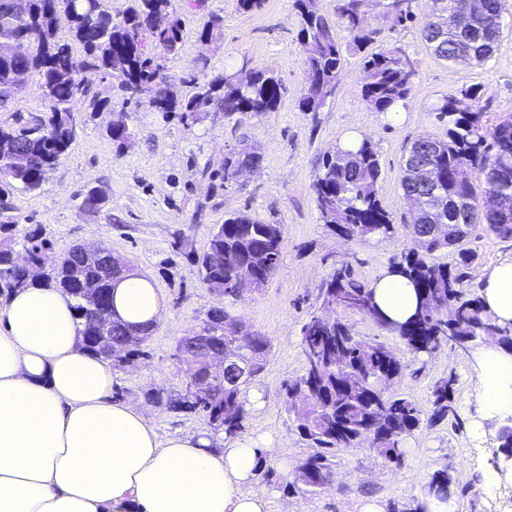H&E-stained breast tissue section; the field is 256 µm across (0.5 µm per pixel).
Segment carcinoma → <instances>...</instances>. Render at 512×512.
<instances>
[{
	"label": "carcinoma",
	"instance_id": "carcinoma-1",
	"mask_svg": "<svg viewBox=\"0 0 512 512\" xmlns=\"http://www.w3.org/2000/svg\"><path fill=\"white\" fill-rule=\"evenodd\" d=\"M413 0H336L337 23L319 12L316 0H295L301 18L299 45L305 74L300 108L318 112L333 96L342 79L346 54L361 50L373 40L367 29L368 14L379 9L385 19L399 23L416 19ZM64 6L72 13V31L84 54L72 55L58 40L56 14ZM503 0H431L430 12L420 21V36L432 54L445 61H464L480 67L490 58L500 37ZM349 34L344 41L339 31ZM183 21L172 0H137L122 14L112 13L111 0H0V112L12 113V121L0 124V142L8 143L27 158V166L16 169L11 153H0V194L20 189L40 191L48 176L74 140L67 118L77 97L89 101L96 112L108 99L91 91L81 80L85 70L106 77H121L119 85L128 101L147 100L156 112H180L182 118L199 119L218 105L225 114L272 112L281 97L282 83L274 73L257 70L239 84H225L220 76L190 75L196 93L186 100L174 98L164 60L176 55L183 41ZM33 39L29 55L13 54V43L21 36ZM37 77L44 111L38 123L14 107L20 88L14 83L18 67ZM365 78L361 96L374 112H393L407 100L415 71L400 49L372 53L364 59ZM479 91L471 88L458 98L445 97L434 109L438 121L448 126V139L420 137L404 161L400 187L413 210L415 224H452L458 205L472 211L474 223L453 231V239H421L411 231V245L388 270L406 276L417 294L414 314L400 323L402 330L387 325L388 318L375 301L373 289L336 269L326 283L324 301L343 304L349 299L362 303L386 333L402 339L412 351L433 352L452 336L475 341L498 336L512 346V334L498 326L480 299L464 288V269L474 251L466 247L476 227L497 237L498 224L512 225V202L485 209L488 193L507 188L512 181V118L489 128L483 124L478 106ZM260 156L251 150L224 159V183L235 181L239 168L257 165ZM381 166L377 151L368 140L356 150L336 147L326 156L312 183L319 219L338 235L371 238L392 232L391 219L377 193ZM26 259L48 267L44 281L74 300V314L81 326V345L104 355L121 368L150 357L152 327H133L111 315L112 281L125 273L105 265L84 263L80 249L73 247L59 256L48 255L46 240L36 232L24 237ZM452 248L457 255L448 265L436 261L435 253ZM282 232L276 224H263L244 211L234 212L216 226L207 249L186 253L207 288L223 302L206 311L195 330L181 337L176 352L188 365L190 377L201 385L204 398L197 402L189 392L177 395L163 391L146 393L147 402L172 414L204 415L211 431L234 438L245 430L248 410L244 391L249 382L237 380L228 367L211 374L207 363L233 347L235 337L224 333V315L233 311L236 289L259 292L279 266ZM13 240H0V290L8 293L27 284L28 275L15 261ZM96 284L108 290L103 297V329L87 314V296L81 285ZM267 337L251 332L248 350L254 354L255 371L262 370L269 353ZM304 358L302 373L284 386L295 398L291 406L296 429L315 452L296 465V481L312 491L333 476L332 457L337 451L355 448L372 436V445L384 459L401 464L403 440L421 423V411L409 399L392 395L383 410L359 382H372L377 375L399 377L403 365L386 345L355 336L340 320L322 326L310 317L301 329ZM454 379L433 386L432 418L442 420L453 411ZM448 472H436L429 492L448 496Z\"/></svg>",
	"mask_w": 512,
	"mask_h": 512
}]
</instances>
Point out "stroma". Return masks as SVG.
Here are the masks:
<instances>
[{
    "instance_id": "35a3bbf8",
    "label": "stroma",
    "mask_w": 512,
    "mask_h": 512,
    "mask_svg": "<svg viewBox=\"0 0 512 512\" xmlns=\"http://www.w3.org/2000/svg\"><path fill=\"white\" fill-rule=\"evenodd\" d=\"M174 5L185 26L179 53L166 63L177 98L193 94L185 78L194 70L202 68L212 75L246 64L280 78L283 91L276 110L228 116L215 107L203 122L195 123L176 112L153 111L144 101L125 102L110 81L88 73L93 90L110 97V106L93 112L85 102L75 101L81 130L49 182L37 192L15 191L9 200L15 241L37 229L59 255L96 238L154 278L167 315L152 333L149 359L117 369L115 390L120 400L146 409L161 436L208 431L204 417L177 416L146 405L144 394L184 389L176 344L217 302L195 268L176 251L175 239L203 252L212 228L228 213L244 211L283 229L281 260L268 285L244 295L235 306L236 313L271 345L265 368L253 383L264 403L251 409L245 428L246 434L263 437L270 446L264 472L256 477L257 489L267 495L269 512H357L367 498L378 499L385 508L393 503L412 506L423 499L439 470L450 475L454 512H512V487L484 480L494 470L501 425L489 422L479 432L473 428L478 390L471 365L478 343L465 352L444 345L418 357L399 337L368 318L337 310V317L356 335L384 342L402 361L404 371L391 390L414 401L423 418L404 442L402 466L380 457L365 441L337 452L333 481L314 493L293 486L295 467L311 450L296 432L282 394L283 384L302 372L301 327L311 314L323 313L321 291L330 275L346 266L354 279L372 284L392 258L410 246L412 217L401 195V164L419 136L446 138L448 129L436 122L433 106L477 86L487 125L512 115V0L505 2L492 57L476 68L435 58L420 38L418 23L370 17L374 41L366 52L347 54L336 94L318 112L299 107L305 74L294 0H266L261 11L250 14L239 10L237 0H208L201 10L191 9L187 0H174ZM213 13L221 17V27L211 40L201 41L199 33ZM388 46L401 48L416 70L410 96L395 122L371 111L361 96L365 53ZM115 121L127 123L133 132L122 148L108 132ZM350 132L370 140L379 155L378 195L392 220V234L346 239L319 219L311 184L323 155L334 151ZM245 147L259 153V166L225 184V157ZM93 187L106 193L104 206L96 211L81 205ZM472 247L476 257L464 280L471 292L490 266L512 258V239L486 235L473 240ZM448 377L455 380L454 413L434 424L429 420L431 391L438 380Z\"/></svg>"
}]
</instances>
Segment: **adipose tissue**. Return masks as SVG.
<instances>
[{
    "instance_id": "adipose-tissue-1",
    "label": "adipose tissue",
    "mask_w": 512,
    "mask_h": 512,
    "mask_svg": "<svg viewBox=\"0 0 512 512\" xmlns=\"http://www.w3.org/2000/svg\"><path fill=\"white\" fill-rule=\"evenodd\" d=\"M384 314L405 321L407 279L374 281ZM479 297L512 328V259L483 277ZM71 297L33 279L0 302V512H268L254 487L261 442L242 436L215 451L207 432L160 437L141 409L113 396L111 359L80 345ZM167 314L153 278L130 271L112 290V316L131 325ZM479 413L512 416V349L475 354Z\"/></svg>"
}]
</instances>
